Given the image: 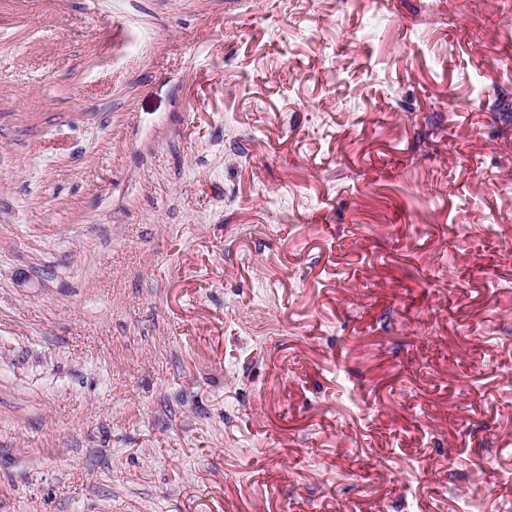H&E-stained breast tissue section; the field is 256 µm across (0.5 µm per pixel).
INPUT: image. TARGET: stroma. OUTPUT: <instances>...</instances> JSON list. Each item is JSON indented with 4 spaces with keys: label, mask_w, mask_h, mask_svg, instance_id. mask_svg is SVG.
Returning a JSON list of instances; mask_svg holds the SVG:
<instances>
[{
    "label": "stroma",
    "mask_w": 512,
    "mask_h": 512,
    "mask_svg": "<svg viewBox=\"0 0 512 512\" xmlns=\"http://www.w3.org/2000/svg\"><path fill=\"white\" fill-rule=\"evenodd\" d=\"M512 512V0H0V512Z\"/></svg>",
    "instance_id": "1"
}]
</instances>
